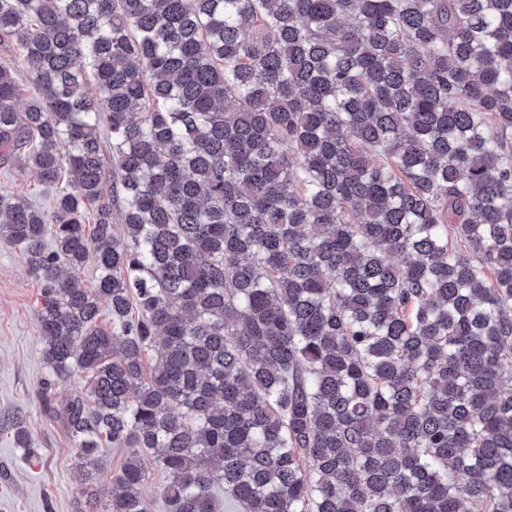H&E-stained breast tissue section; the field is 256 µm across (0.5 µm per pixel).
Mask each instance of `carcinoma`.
I'll list each match as a JSON object with an SVG mask.
<instances>
[{
  "label": "carcinoma",
  "instance_id": "1",
  "mask_svg": "<svg viewBox=\"0 0 512 512\" xmlns=\"http://www.w3.org/2000/svg\"><path fill=\"white\" fill-rule=\"evenodd\" d=\"M2 41L51 411L81 484L127 450L74 512H149L148 455L167 512H512V0H0ZM24 191L28 198L37 206L50 210L53 192L38 187L34 176L30 171L21 172L13 169L12 172H5L0 168V194ZM126 451L124 448H101L99 456L105 468L99 482L94 487L96 497L100 502H105L111 487L112 477L117 473Z\"/></svg>",
  "mask_w": 512,
  "mask_h": 512
}]
</instances>
